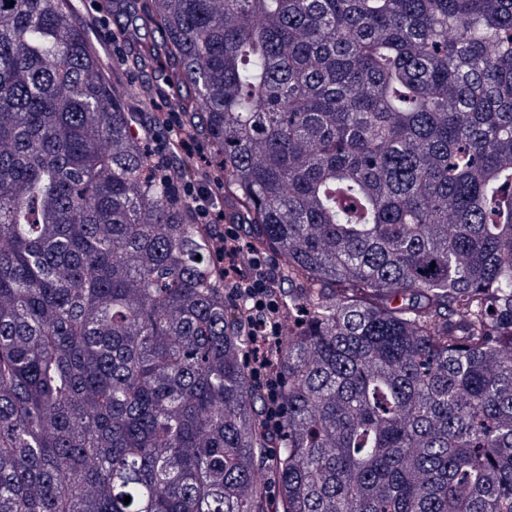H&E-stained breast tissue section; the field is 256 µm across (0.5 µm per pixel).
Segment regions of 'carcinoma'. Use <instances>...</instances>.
I'll use <instances>...</instances> for the list:
<instances>
[{
    "label": "carcinoma",
    "instance_id": "carcinoma-1",
    "mask_svg": "<svg viewBox=\"0 0 512 512\" xmlns=\"http://www.w3.org/2000/svg\"><path fill=\"white\" fill-rule=\"evenodd\" d=\"M105 7L0 0V512H512V0ZM156 64L284 259L276 437ZM102 1L72 0L77 16L87 23L90 35L104 48L112 66V61L118 63L133 53L135 48L112 37L116 24L124 18L100 10L98 5ZM157 111L153 116V125L166 131L164 149L167 152L166 159L174 161L184 155L192 153L203 154L207 151L206 144L190 135L185 128L180 112L171 110L166 99L162 95L157 100Z\"/></svg>",
    "mask_w": 512,
    "mask_h": 512
}]
</instances>
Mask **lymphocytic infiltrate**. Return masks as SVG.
<instances>
[{
    "label": "lymphocytic infiltrate",
    "mask_w": 512,
    "mask_h": 512,
    "mask_svg": "<svg viewBox=\"0 0 512 512\" xmlns=\"http://www.w3.org/2000/svg\"><path fill=\"white\" fill-rule=\"evenodd\" d=\"M153 124L166 132L167 160L206 152V144L190 135L179 113H155ZM187 187L198 222L208 232L216 253L224 262V284L229 299L246 301L241 332L250 342L251 375L262 394L265 427L269 433H278L282 412L280 379L274 358L280 346L283 288L278 268L269 261L265 251L249 248L246 221L242 216H234L226 223L217 220L212 205L224 193L221 174L210 166H200L196 179L188 182Z\"/></svg>",
    "instance_id": "f902f5d3"
}]
</instances>
